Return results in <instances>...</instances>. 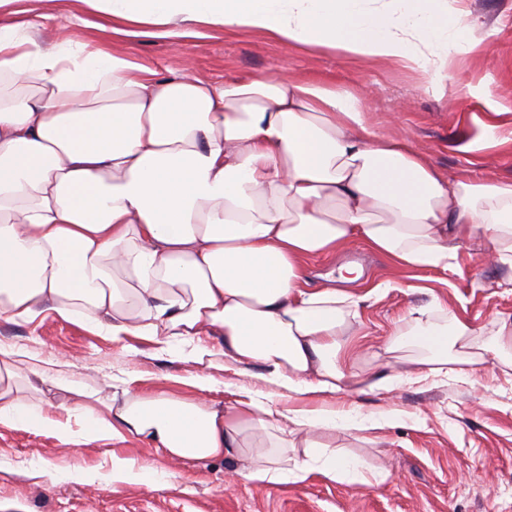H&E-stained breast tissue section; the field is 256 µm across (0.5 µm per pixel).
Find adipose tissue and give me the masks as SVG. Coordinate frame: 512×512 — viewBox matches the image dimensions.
Returning a JSON list of instances; mask_svg holds the SVG:
<instances>
[{"label": "adipose tissue", "instance_id": "ef3b65f1", "mask_svg": "<svg viewBox=\"0 0 512 512\" xmlns=\"http://www.w3.org/2000/svg\"><path fill=\"white\" fill-rule=\"evenodd\" d=\"M0 0V320L44 312L112 338L206 337L305 392L392 385L355 368L361 297L348 278L307 289L310 263L359 241L399 268L447 267L460 247L512 271V180L449 182L409 140L367 126L350 91L319 80L171 77L82 40L42 42ZM156 37L200 26L392 62L445 86L472 40L462 0H84ZM385 354L416 336L421 378L512 369V314L491 332L419 305ZM62 443L138 438L175 462L222 460L248 482L342 481L353 460L317 442L365 423L249 396L186 401L98 392L33 371L0 349V426Z\"/></svg>", "mask_w": 512, "mask_h": 512}]
</instances>
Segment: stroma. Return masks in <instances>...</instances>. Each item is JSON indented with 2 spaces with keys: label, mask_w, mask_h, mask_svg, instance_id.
I'll return each instance as SVG.
<instances>
[{
  "label": "stroma",
  "mask_w": 512,
  "mask_h": 512,
  "mask_svg": "<svg viewBox=\"0 0 512 512\" xmlns=\"http://www.w3.org/2000/svg\"><path fill=\"white\" fill-rule=\"evenodd\" d=\"M465 7L478 45L457 57L450 88L443 92L396 65L345 62L331 53L281 45L259 32L203 27L184 38L115 35L100 28L99 16L83 0H55L52 18L43 20L37 35L49 44L74 37L105 42L164 76L221 80L283 70L296 79L321 80L357 94L370 125L407 135L449 182L511 180L512 142L501 138L512 133V0H465ZM474 87L504 113L496 119L498 141L462 153L456 141L475 136L474 119L486 112L470 93ZM344 263L362 267L372 288L354 340L358 370L383 376L401 370L405 377L390 390L317 394L318 405L380 422L373 444L337 431L324 432L321 440L359 459L365 473H384L385 482H334L315 473L300 483H249L223 462L178 465L133 437L78 448L21 424L0 427V512H512V373L487 362L467 377L423 379L406 363L377 354L394 323L408 322L409 308L420 304L491 327L498 314L512 312V290L502 285L507 271L489 268L481 255L465 249L452 269L403 270L352 243L336 258L314 263L310 287L325 284L327 274ZM0 348L20 352L24 369L92 390L108 392L117 385L135 394L216 401L261 394L278 407L305 401L270 381L261 365H239L217 351L200 382L197 365L178 351L140 336L115 341L52 312L31 324L0 320ZM115 454L148 465L157 483L113 490L98 481L55 484L47 476L48 470L74 465L105 474Z\"/></svg>",
  "instance_id": "1"
}]
</instances>
